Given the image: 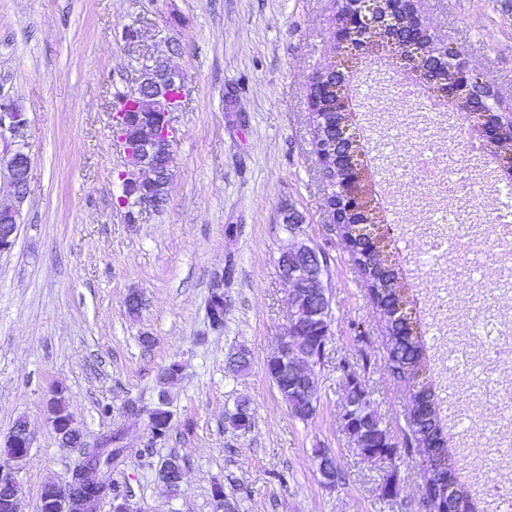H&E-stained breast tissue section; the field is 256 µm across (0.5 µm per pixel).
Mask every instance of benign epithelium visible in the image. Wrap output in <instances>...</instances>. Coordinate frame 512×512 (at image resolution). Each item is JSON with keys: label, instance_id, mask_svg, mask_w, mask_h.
Returning <instances> with one entry per match:
<instances>
[{"label": "benign epithelium", "instance_id": "7a95c632", "mask_svg": "<svg viewBox=\"0 0 512 512\" xmlns=\"http://www.w3.org/2000/svg\"><path fill=\"white\" fill-rule=\"evenodd\" d=\"M425 27L419 15L416 0H341L336 14L334 41L336 52L349 53L367 60L377 53L391 55L389 47L402 37L405 28L420 30ZM433 55L448 60V71L454 78L439 81L427 56H399L404 82H414L436 93L441 101L455 107L457 115L478 116L479 133L484 153L494 159L506 180L512 179V153L503 150L512 143V113L499 109L500 99L490 84L473 75L457 49L446 43L434 42ZM188 90L182 75L162 61L140 73L136 86L112 104L113 137L122 145L123 170L118 173L121 195L117 206L126 210V216L156 210L165 197L157 194V186L169 187L173 177L175 131L170 114L183 102ZM28 119L12 103H0V127L9 125L17 141L0 148V164L6 167L9 187L17 201L27 193L30 156L21 143ZM319 165L326 184L325 200L332 223H346L347 215L364 208L366 195L359 184L366 170L319 151ZM19 211L0 204V253L10 251L18 233ZM285 280L293 289L288 297L289 318L286 331L272 352L279 365H290L298 375L314 367L313 360L292 362L293 330L303 327L301 313L296 305L311 297H323L322 270L306 273L292 264L282 270ZM224 272L216 271L210 281V299L207 317L215 329L224 327ZM48 422L60 442L72 447L73 437L82 428L70 414L60 415L47 403ZM124 431L112 430V440L100 439L98 450L84 456L82 468L52 476L44 482L46 496L39 500L36 512H97L98 504L112 498V512H136L127 496H111L112 463L125 451ZM33 445L27 422L14 430L11 437L12 452L0 460V512H16L21 493L18 474ZM162 482L170 496L182 494L183 468L171 459Z\"/></svg>", "mask_w": 512, "mask_h": 512}]
</instances>
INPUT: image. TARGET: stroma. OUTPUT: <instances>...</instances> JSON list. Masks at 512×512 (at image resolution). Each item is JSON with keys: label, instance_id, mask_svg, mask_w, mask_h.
Returning <instances> with one entry per match:
<instances>
[{"label": "stroma", "instance_id": "1", "mask_svg": "<svg viewBox=\"0 0 512 512\" xmlns=\"http://www.w3.org/2000/svg\"><path fill=\"white\" fill-rule=\"evenodd\" d=\"M417 6L436 39L461 49L474 74L512 99V0ZM336 11V0H0V101L26 113L31 159L17 240L0 254V442L20 417L34 434L20 473L22 512H35L45 479L79 456L47 421L57 385L88 443L125 428L127 450L112 476L136 512H214L216 481L239 512H424L422 455L406 444L411 392L387 371L383 325L329 222L314 155L307 85L338 61ZM158 59L181 73L188 96L172 114L166 201L131 222L115 204L123 154L110 105ZM354 72L373 197L393 227L391 262L422 322L432 380L465 407L488 388L512 394V364H489L480 342L467 346L471 370L448 365L449 349L482 317L512 329V292L497 290L512 244L477 232L497 204L494 165L471 151L469 121L440 127L429 99L399 98L396 59L362 61ZM389 138L396 149L385 148ZM421 151L439 167L468 168L482 197L468 204L412 183L409 164ZM448 209L460 215V241L482 258L479 281L463 275L460 255L426 254L441 231L432 216ZM292 210L301 216L293 232ZM298 239L324 259L331 310L315 412L305 420L290 414L265 371L288 325L290 286L278 260ZM229 263L224 327L215 331L206 317L210 280ZM132 291L143 298L135 315L125 303ZM238 347L251 354L244 376L227 368ZM174 362L182 378L162 384ZM351 372L397 445L395 473L359 455L342 428ZM163 388L173 429L156 443L146 419L120 411L128 399L154 406ZM241 398L254 410L246 433L224 424ZM105 404L112 416L101 415ZM510 428L505 418L453 427L451 452L472 489L492 476L512 479V450L503 445ZM318 448L336 459L335 486L321 482ZM171 455L184 464L183 493L174 499L157 476ZM388 474L391 498L380 490Z\"/></svg>", "mask_w": 512, "mask_h": 512}]
</instances>
